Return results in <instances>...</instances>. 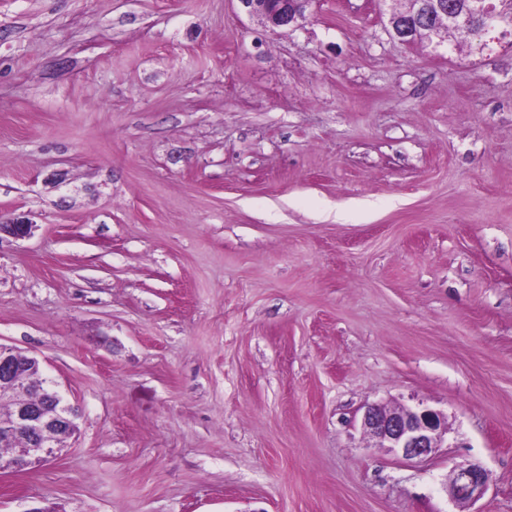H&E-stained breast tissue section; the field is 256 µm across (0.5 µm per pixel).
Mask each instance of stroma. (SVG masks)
<instances>
[{"label":"stroma","mask_w":512,"mask_h":512,"mask_svg":"<svg viewBox=\"0 0 512 512\" xmlns=\"http://www.w3.org/2000/svg\"><path fill=\"white\" fill-rule=\"evenodd\" d=\"M388 10L0 0V220L33 226L0 342L80 412L0 512H512V36ZM420 403L432 459L363 434ZM247 12L271 29L289 27L304 18L310 0H239ZM442 0H407V5H411L409 14L393 13L389 16V26L393 35L403 43H411L420 37L428 36L420 32L422 26L413 25V20L420 15H430L433 10H437L440 14L439 19L444 18L443 28H447L453 23V15L448 13V9L444 7ZM362 429L379 448H388L404 461L431 458L445 442L448 445L447 415L422 404L394 410L369 405ZM490 480V473L482 466L463 461L455 464L445 488L455 502L474 503L485 494Z\"/></svg>","instance_id":"1"}]
</instances>
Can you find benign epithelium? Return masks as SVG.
Wrapping results in <instances>:
<instances>
[{
    "instance_id": "obj_1",
    "label": "benign epithelium",
    "mask_w": 512,
    "mask_h": 512,
    "mask_svg": "<svg viewBox=\"0 0 512 512\" xmlns=\"http://www.w3.org/2000/svg\"><path fill=\"white\" fill-rule=\"evenodd\" d=\"M247 12L262 24L275 29L288 27L304 18L310 0H239ZM409 14L390 13L389 26L403 43L420 39L418 16L436 10L444 18L443 26L453 23L441 0H407ZM25 221L0 224V235L15 239L29 235ZM22 351L0 343V446L20 443L24 457L0 460V470L21 471L58 454L65 444L61 439L77 431L78 411L64 401L59 392L46 394L28 376ZM362 429L380 448H386L404 461L433 457L448 441V417L419 404L413 408L387 410L370 405L362 418ZM490 473L482 466L463 461L452 469L449 485L451 498L458 503H474L487 491Z\"/></svg>"
}]
</instances>
